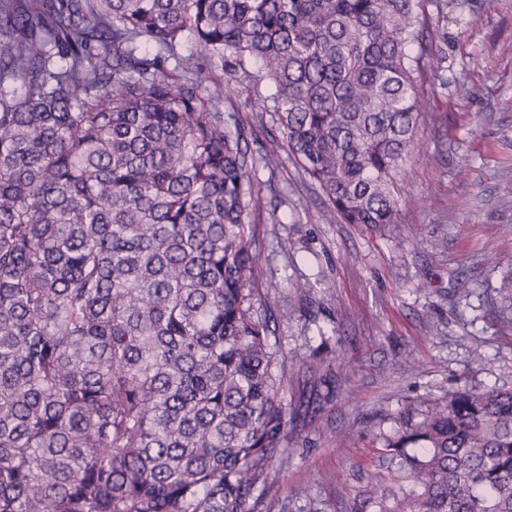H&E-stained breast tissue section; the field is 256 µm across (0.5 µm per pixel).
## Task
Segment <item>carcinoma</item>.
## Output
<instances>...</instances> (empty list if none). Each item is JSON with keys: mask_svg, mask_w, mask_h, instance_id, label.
Returning <instances> with one entry per match:
<instances>
[{"mask_svg": "<svg viewBox=\"0 0 512 512\" xmlns=\"http://www.w3.org/2000/svg\"><path fill=\"white\" fill-rule=\"evenodd\" d=\"M422 0H0V512H254L286 374L250 206L281 145L396 223ZM190 38L197 52L181 56ZM260 63L283 143L224 102ZM346 512H512V391L382 438Z\"/></svg>", "mask_w": 512, "mask_h": 512, "instance_id": "1", "label": "carcinoma"}]
</instances>
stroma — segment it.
I'll use <instances>...</instances> for the list:
<instances>
[{
	"label": "stroma",
	"instance_id": "obj_1",
	"mask_svg": "<svg viewBox=\"0 0 512 512\" xmlns=\"http://www.w3.org/2000/svg\"><path fill=\"white\" fill-rule=\"evenodd\" d=\"M424 9L448 39L433 42L439 67L417 86L428 110L396 223L329 222L289 154L257 173L250 220L285 312L273 341L288 371V457L274 471L278 499L256 512H342L357 471L378 463L379 435L430 399L512 389V0ZM224 108L252 149L277 136L252 81ZM299 280L310 291L294 302Z\"/></svg>",
	"mask_w": 512,
	"mask_h": 512
}]
</instances>
